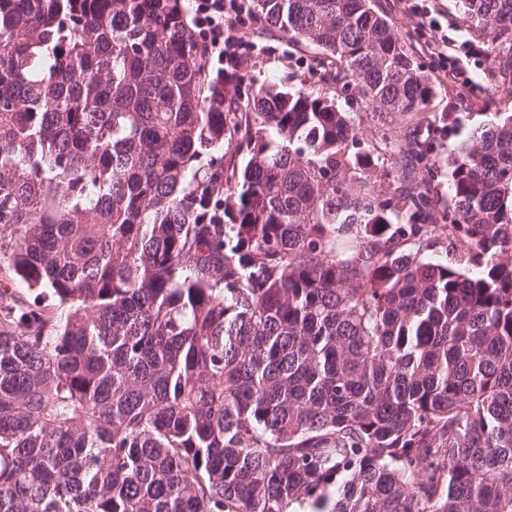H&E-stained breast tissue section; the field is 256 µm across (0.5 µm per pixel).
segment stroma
<instances>
[{
    "mask_svg": "<svg viewBox=\"0 0 512 512\" xmlns=\"http://www.w3.org/2000/svg\"><path fill=\"white\" fill-rule=\"evenodd\" d=\"M416 2L419 12L404 16L394 12L392 0H377L380 10L389 16L397 32L412 47L418 66L434 81L435 95L426 111L427 143L431 153L438 154L450 150L454 144L453 136L442 128V113H455L461 129L465 130L483 122L488 112H512V53L493 48L489 37L467 30L457 0ZM237 37L234 51L252 56L253 78L285 81L315 95L335 97L338 107L349 113L360 131V151H372L379 156L377 166L370 171L376 195L394 196L400 186L415 190V183L399 180L404 163L401 149L414 123L411 116L378 114L366 107L356 90L338 92L317 82L307 69L310 58L317 53L316 48L284 45L277 37L250 28L244 19L238 22ZM443 39L449 45L447 58L422 51L424 42ZM469 42L482 46V54L465 55L462 46ZM451 59L457 60L465 72L464 79L472 88L469 97H459L456 84L438 79L441 68Z\"/></svg>",
    "mask_w": 512,
    "mask_h": 512,
    "instance_id": "stroma-1",
    "label": "stroma"
}]
</instances>
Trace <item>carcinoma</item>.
<instances>
[{"instance_id":"cac0c4a2","label":"carcinoma","mask_w":512,"mask_h":512,"mask_svg":"<svg viewBox=\"0 0 512 512\" xmlns=\"http://www.w3.org/2000/svg\"><path fill=\"white\" fill-rule=\"evenodd\" d=\"M247 19L375 112L434 96L373 0ZM251 68L186 0H0V512H512V112L406 135L440 216L344 189L351 119ZM427 186L432 189L435 200H438L437 209L442 214L448 206V168L434 170L428 178Z\"/></svg>"}]
</instances>
